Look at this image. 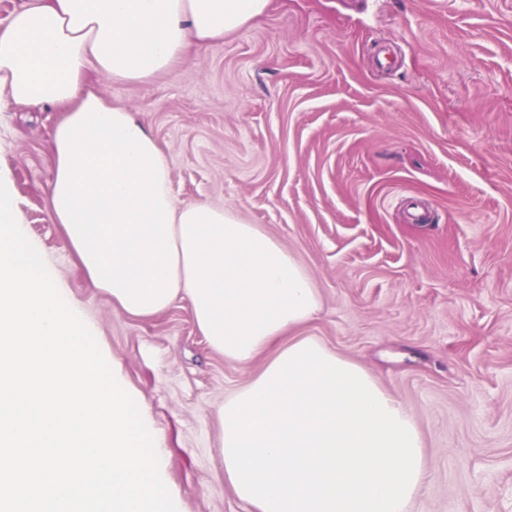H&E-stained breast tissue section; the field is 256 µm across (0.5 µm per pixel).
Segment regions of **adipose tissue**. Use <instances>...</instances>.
Listing matches in <instances>:
<instances>
[{
  "label": "adipose tissue",
  "mask_w": 512,
  "mask_h": 512,
  "mask_svg": "<svg viewBox=\"0 0 512 512\" xmlns=\"http://www.w3.org/2000/svg\"><path fill=\"white\" fill-rule=\"evenodd\" d=\"M270 0H23L0 24V112L61 118L46 204L94 288L136 318L188 301L209 346L262 371L218 409L224 479L251 512H409L426 477L411 414L360 365L296 335L320 307L294 254L207 202L178 203L168 160L132 107L90 74L144 83Z\"/></svg>",
  "instance_id": "1"
}]
</instances>
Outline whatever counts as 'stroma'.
Wrapping results in <instances>:
<instances>
[{
    "instance_id": "35a3bbf8",
    "label": "stroma",
    "mask_w": 512,
    "mask_h": 512,
    "mask_svg": "<svg viewBox=\"0 0 512 512\" xmlns=\"http://www.w3.org/2000/svg\"><path fill=\"white\" fill-rule=\"evenodd\" d=\"M135 109L179 202L260 225L312 277L299 328L414 417L409 512H512V0H270L143 84ZM48 107L0 112L29 237L141 401L177 512H249L217 461V409L262 361L210 348L187 301L139 319L93 288L52 223Z\"/></svg>"
}]
</instances>
